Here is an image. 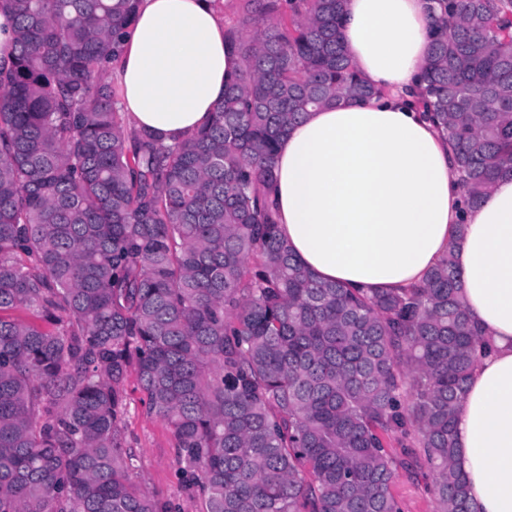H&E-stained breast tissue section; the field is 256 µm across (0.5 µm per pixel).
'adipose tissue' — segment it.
Masks as SVG:
<instances>
[{
    "instance_id": "1",
    "label": "adipose tissue",
    "mask_w": 512,
    "mask_h": 512,
    "mask_svg": "<svg viewBox=\"0 0 512 512\" xmlns=\"http://www.w3.org/2000/svg\"><path fill=\"white\" fill-rule=\"evenodd\" d=\"M433 24L428 0H347L341 41L380 95L288 129L274 162L279 224L317 279L354 288H409L454 257L491 342L456 410L457 468L469 512H512V175L464 207L453 148L413 102ZM235 69L215 0H141L114 78L131 127L169 144L209 118Z\"/></svg>"
}]
</instances>
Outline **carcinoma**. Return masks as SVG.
<instances>
[{"mask_svg": "<svg viewBox=\"0 0 512 512\" xmlns=\"http://www.w3.org/2000/svg\"><path fill=\"white\" fill-rule=\"evenodd\" d=\"M243 2L260 31L227 28L224 98L168 145L128 126L104 68L140 0H0V512H170L130 480L131 371L204 512H401L392 437L437 512H468L452 427L481 333L452 256L362 294L279 232L280 137L376 94L346 0ZM429 2L423 95L474 206L512 173V0Z\"/></svg>", "mask_w": 512, "mask_h": 512, "instance_id": "cac0c4a2", "label": "carcinoma"}]
</instances>
